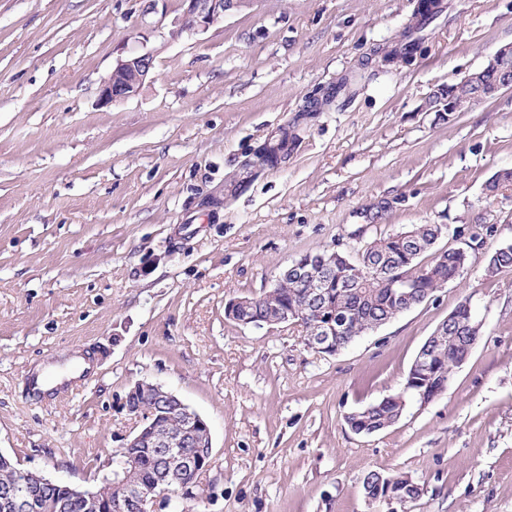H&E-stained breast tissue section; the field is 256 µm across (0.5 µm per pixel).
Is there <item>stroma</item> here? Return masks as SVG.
<instances>
[{
    "mask_svg": "<svg viewBox=\"0 0 512 512\" xmlns=\"http://www.w3.org/2000/svg\"><path fill=\"white\" fill-rule=\"evenodd\" d=\"M418 0H239L172 35L181 0H0V453L96 489L138 423L135 383L208 423L213 463L169 512H387L367 471L402 473L405 512H512V91L437 121L433 94L512 42V0H438L407 62L384 63ZM153 77L99 105L119 49ZM288 131L273 167L257 151ZM386 203L370 222L364 209ZM415 224L483 239L464 273L342 351L300 326L245 327L227 303L307 253L349 255ZM482 336L447 390L372 434L347 415L401 392L463 301ZM91 352L48 397L27 379Z\"/></svg>",
    "mask_w": 512,
    "mask_h": 512,
    "instance_id": "obj_1",
    "label": "stroma"
}]
</instances>
